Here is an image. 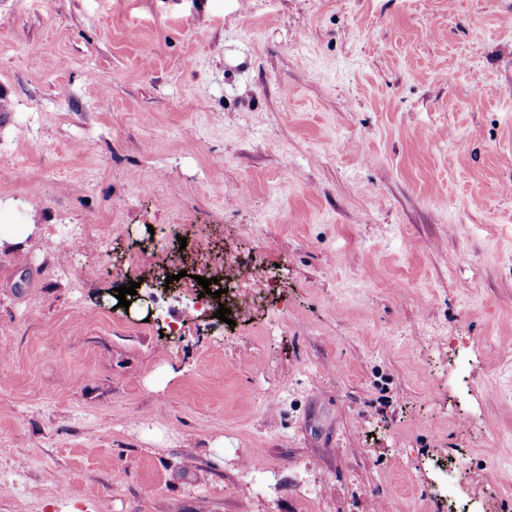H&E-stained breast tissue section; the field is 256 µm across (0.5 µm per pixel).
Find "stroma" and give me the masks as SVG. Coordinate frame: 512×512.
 Here are the masks:
<instances>
[{"label":"stroma","instance_id":"35a3bbf8","mask_svg":"<svg viewBox=\"0 0 512 512\" xmlns=\"http://www.w3.org/2000/svg\"><path fill=\"white\" fill-rule=\"evenodd\" d=\"M0 221V512H512V0H0ZM34 230L33 224H0V251L15 249Z\"/></svg>","mask_w":512,"mask_h":512}]
</instances>
